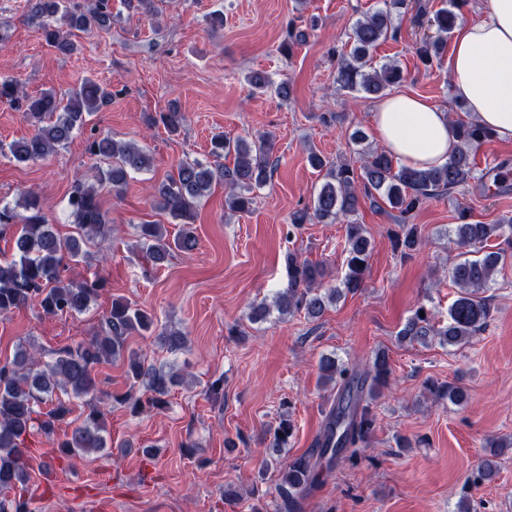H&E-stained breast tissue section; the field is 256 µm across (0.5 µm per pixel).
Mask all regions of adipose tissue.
Listing matches in <instances>:
<instances>
[{
	"label": "adipose tissue",
	"mask_w": 512,
	"mask_h": 512,
	"mask_svg": "<svg viewBox=\"0 0 512 512\" xmlns=\"http://www.w3.org/2000/svg\"><path fill=\"white\" fill-rule=\"evenodd\" d=\"M454 97L476 124L512 139V0H487L482 16L459 22L448 58ZM373 127L385 150L403 165H445L456 141L447 113L407 93L374 108Z\"/></svg>",
	"instance_id": "adipose-tissue-1"
}]
</instances>
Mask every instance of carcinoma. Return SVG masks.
<instances>
[{"label": "carcinoma", "instance_id": "carcinoma-1", "mask_svg": "<svg viewBox=\"0 0 512 512\" xmlns=\"http://www.w3.org/2000/svg\"><path fill=\"white\" fill-rule=\"evenodd\" d=\"M463 0H450L433 14L420 6L416 18L426 22L434 34L423 38L417 54L425 66L439 58L448 35L458 24ZM408 7V0H383V7L364 15L347 34L350 52L338 59L336 83L361 99H382L401 80V71L392 62L374 63V54L386 40L395 37L393 14ZM28 18L38 25L45 43L64 54L78 51L75 32L108 30L112 25L110 0H86L83 5H66V0H29ZM112 101V87L92 78L60 96L44 91L28 95L11 78H0V103L22 113L33 133L4 146L0 154L17 163L44 159L65 147L85 116L98 112ZM186 118L175 104L163 112L148 116V123L163 125L171 135L181 132ZM457 141L448 163L425 169L394 163L384 150L365 144L366 137L356 135L354 151L360 166L350 162L333 163L319 154L308 155L310 165L322 175V183L312 204L294 211L291 224L298 229L314 222L334 223L356 214L359 196L356 178H363L365 196L384 201L397 212V229L390 236L395 251L409 256L422 242L421 228L411 217L427 200L448 193L474 178L473 148L494 138V133L472 122L459 120L452 125ZM86 152L91 160L87 174L70 188L67 206L73 219L74 234L62 236L47 223L40 196L34 191L23 195L24 213L0 206V236L11 234L14 254L0 259V314L38 306L46 315H81L90 311L105 288L106 280L96 274L77 282L69 270L90 256V244L112 232L98 189L107 185L120 191L132 173L147 171L153 157L134 143H121L109 134H94ZM234 155L233 166H211L198 160H181L176 171L154 190L158 207L167 212L181 229L168 235L163 224H139L136 227L143 270L150 275L176 253L190 255L198 246L193 231L195 208L219 181L229 189L225 206L234 212L251 210L254 191L262 189L272 175V143L265 139L231 140L217 133L211 138V155L221 159ZM453 225L454 243L463 248L461 259L448 268V276L459 289L448 309V322L436 326L434 313L418 308L406 320L399 336L404 341L427 344L438 340L442 346L460 347L485 330L493 318L492 298L486 296L505 265L512 261V218L494 224L468 221L459 214ZM346 272L340 285L323 281V270L294 255L288 257V286L275 297L274 306L281 315L304 313L310 319L348 293L363 287L371 257V240L364 225L354 221L345 225ZM131 336H149L170 352L187 346L184 332L159 324L157 315L125 299L114 298L102 313L98 330L86 340L59 349L51 361L42 364L33 345L22 346L14 358L0 362V512H30L25 498L31 479L29 448L26 440L36 431L51 441L55 457L98 453L108 447L104 415L93 400L101 393L97 368L120 360L125 367L129 389L114 400L128 406L132 413L149 414L164 410L172 389L181 380L162 368L147 363L136 350L128 348ZM319 370L325 381L336 388V401L326 413L320 434L309 453L289 459L281 468L276 487L278 512H298L300 500L320 480L323 469H331L336 459L355 460L358 445L366 444L375 425L372 406L387 385L392 372L388 355L377 351L366 368L355 370L325 356ZM426 389L437 400L454 405L467 401L459 387L430 380ZM68 396L62 400L56 391ZM87 407L72 420L74 401ZM71 431L57 435L61 424ZM294 424L283 412L270 443L278 454L293 435ZM497 474L496 464L483 460L471 483L479 486Z\"/></svg>", "mask_w": 512, "mask_h": 512}]
</instances>
